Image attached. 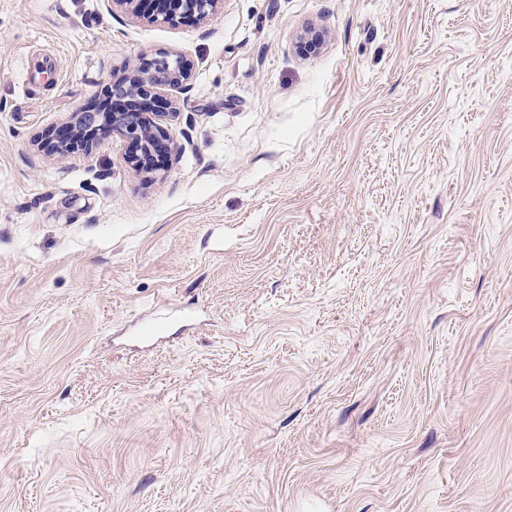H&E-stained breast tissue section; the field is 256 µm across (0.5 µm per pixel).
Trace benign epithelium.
<instances>
[{"label":"benign epithelium","instance_id":"1","mask_svg":"<svg viewBox=\"0 0 512 512\" xmlns=\"http://www.w3.org/2000/svg\"><path fill=\"white\" fill-rule=\"evenodd\" d=\"M127 9L137 14L148 11L162 20L176 24L194 16L203 20L214 14L221 0H118ZM188 80V71L180 57L162 56L150 63L148 72L137 66L128 80V95L125 97L126 110L110 112L104 120L131 144L133 152L127 155V162L137 171L148 169L149 159L172 148L165 123L173 118V112H154L156 91L163 87L179 88ZM99 114L83 112L77 114L76 121L87 124L83 129L85 141L72 137L71 126L49 133L45 148L52 153L65 154L74 150H88L92 147L91 138L95 135Z\"/></svg>","mask_w":512,"mask_h":512}]
</instances>
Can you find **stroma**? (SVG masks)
<instances>
[{
	"label": "stroma",
	"mask_w": 512,
	"mask_h": 512,
	"mask_svg": "<svg viewBox=\"0 0 512 512\" xmlns=\"http://www.w3.org/2000/svg\"><path fill=\"white\" fill-rule=\"evenodd\" d=\"M0 512H512V0H0ZM123 3L135 14L145 10L162 17L164 22L176 24L194 16L203 20L213 15L221 0H114ZM147 73L139 64L129 77L125 97L126 110L116 102L118 112H110L104 120L131 144L133 152L127 155V162L137 171L149 170V159L167 148L172 151L164 123L177 112H145L152 110L156 100V91L163 87H182L188 80V71L180 57L162 56L150 63ZM145 74L146 76H143ZM98 117L99 114L96 112H83L77 114L76 121H78L79 124L80 122L87 123L86 128H82L80 126L81 130L83 131V137L85 138V141H75L76 138L72 137V132L75 130H71L70 124L66 127L49 133L44 140L45 148L49 152L59 154H65L78 149L89 150L92 147L93 142L88 140L95 135L96 127L100 126L96 124Z\"/></svg>",
	"instance_id": "35a3bbf8"
}]
</instances>
